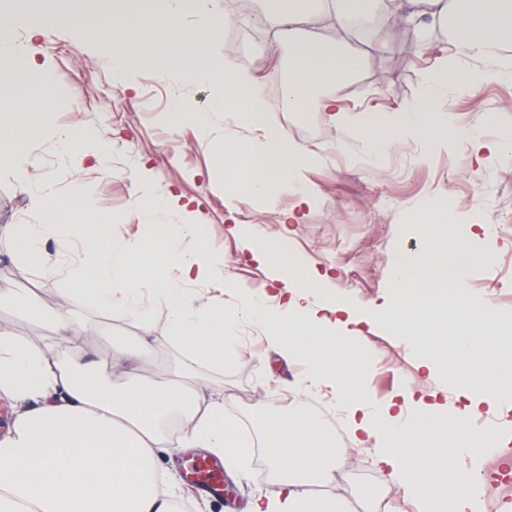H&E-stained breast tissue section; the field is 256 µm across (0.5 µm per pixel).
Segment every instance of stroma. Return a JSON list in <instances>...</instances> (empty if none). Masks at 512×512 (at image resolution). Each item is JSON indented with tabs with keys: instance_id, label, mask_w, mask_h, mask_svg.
<instances>
[{
	"instance_id": "obj_1",
	"label": "stroma",
	"mask_w": 512,
	"mask_h": 512,
	"mask_svg": "<svg viewBox=\"0 0 512 512\" xmlns=\"http://www.w3.org/2000/svg\"><path fill=\"white\" fill-rule=\"evenodd\" d=\"M117 0H101L96 17L83 14L77 0H15L18 25L13 39L31 40L36 62L53 80V98L27 96L26 112L11 132L25 149L28 164L18 169L0 163V289H17L21 297H34L47 309L57 307L56 290L62 274L45 276L11 257L13 239L23 225L45 223L37 197L45 184L67 193L74 181H82L95 208L104 216L94 226H80L71 233L48 235L42 247L61 264H69L90 243L123 238L140 239L136 202L143 184H150L156 198L175 196L185 205L190 222L198 224L210 252L222 255V275L191 284L198 305L237 310L242 298L238 289L225 287V279L246 286L255 296L264 295L275 272H283L306 285L310 269L330 270L332 291L346 296L361 319L363 342L370 351L366 371L348 370L349 378L362 382L383 400L400 386L432 390L453 388L459 371L448 370L428 378L418 369L411 346L393 333L387 321L377 318L373 306L392 288L391 270L405 253L416 254L406 265V278L435 288L450 287L453 269L444 250L447 241L468 237L474 224L486 233L471 243L469 281L472 290L499 310L512 314V160L497 157L484 163H458V144L434 140L423 145L399 141L387 154L368 155L357 134L337 132L319 112H273L271 126L313 153L305 160L312 194L309 205L300 207L295 197L284 196L278 207H268L238 187L227 194L222 176L212 165V154L225 138H245L253 131L234 113H221L223 92L207 83L186 82L160 67L139 70L136 85L124 89L113 84L112 56L106 41L77 37L81 26H108ZM412 29L402 25L389 30L375 43L356 38L345 40L349 55L360 63L358 73L338 94L350 113L395 112L413 101L420 88L417 73L448 53L446 29L434 31L428 44L408 42ZM269 32L258 26L225 27L220 43L231 53L235 71L248 74L264 89H272L271 67L287 69L283 58L267 55ZM111 100H104V90ZM184 99L191 114L175 112ZM449 119L479 129L493 139L512 132V82L480 88L462 87L441 106ZM216 112L210 132H202L193 115ZM97 126L111 138L112 150L104 168L92 166L82 154L62 155L58 143L44 133L45 127ZM448 196L457 222L449 236L439 237L436 248L423 241L414 222L426 201ZM297 208L300 220L282 221V213ZM244 224L281 240L282 256L274 264L260 265L248 258L241 238L231 234L233 225ZM69 318L88 338L87 346L64 350L63 356L83 361L93 352L105 378L117 386L127 378L114 361L117 350L137 346L145 356L137 365V377L149 382L174 369H197L208 380L206 398L224 401V415L239 421L254 407L266 405L286 414L298 406L315 410V395L323 393L335 411L326 421L335 433V419L343 418V406L335 384L319 390H301L304 367L269 347L263 327L248 316H239L236 338L223 369L192 366L181 349L165 343L170 324L164 308L154 307L134 323L109 315L107 310L76 301ZM346 448L332 482L307 483L302 492L310 497L338 496L349 512H416V504L402 490L389 486L385 473L376 468L372 453L352 448L349 439H337ZM224 495L215 496L182 482L177 498L179 512H249L256 497L277 491L273 469L225 470Z\"/></svg>"
}]
</instances>
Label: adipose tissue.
I'll use <instances>...</instances> for the list:
<instances>
[{"label":"adipose tissue","instance_id":"1","mask_svg":"<svg viewBox=\"0 0 512 512\" xmlns=\"http://www.w3.org/2000/svg\"><path fill=\"white\" fill-rule=\"evenodd\" d=\"M186 7L187 0H151L147 7L114 14L112 26L136 30L145 43L167 49L181 78L220 82L230 64L217 45L224 26L236 17L226 9L221 24L207 21L186 28L179 22ZM415 21L424 39L436 28L449 27L448 53L418 73L420 93L403 109L359 115L356 130L365 148L383 152L406 134L424 144L436 138L468 143L479 160L511 153L512 139L485 140L476 130L449 121L438 105L479 72L491 83L512 81V0H263L254 18L273 32L270 50L288 54L282 86L288 110L317 109L339 129L345 126L346 110L332 90L354 77L357 68L345 64L342 55L323 52L325 30L376 42L395 23ZM14 25V10L0 0V73L8 77L6 90L49 93L50 74L37 64L33 51L17 53L7 40ZM287 31L296 39L285 44L280 35ZM230 85L224 93L225 111L236 113L256 134L225 139L214 155L215 169L227 185H245L251 197L266 205H278L286 194L307 202L304 168L296 162L307 155V148L269 126L256 82L238 75L231 76ZM40 205L46 223L18 234L14 255L53 274L57 263L42 254L41 239L71 223L90 225L97 212L79 182L65 196L44 187ZM169 207V202L145 198L139 206L145 227L140 244L112 239L88 248L63 272L59 302L66 306L79 299L136 320L146 312L143 293H150L153 303L168 311L169 343L180 346L192 362L220 367L235 316L220 308L200 310L186 285L213 276L224 261L206 251L184 259L181 239L198 236L199 229L189 223L159 227L158 215ZM457 252V245H449V255L456 258ZM453 268L454 284L447 290L395 274L380 312L395 333L410 336L419 347V367L425 374L443 370L445 348L454 364L484 363V378L457 383L454 411L446 412L440 387L423 392L404 386L383 401L360 384L337 389L352 444L372 451L390 483L415 498L422 512H470L485 492L473 466L484 453L482 443L436 439L435 421L446 415L462 423L486 409L512 411V373H503L485 357L487 348L512 346V338L504 334V324L512 318L471 294L466 263L456 258ZM330 278L327 272L312 273V282L319 286L315 292L288 280L271 298L248 295L240 307L263 325L271 345L305 365L316 384L330 380L337 361L363 368L370 359L361 342L335 333L357 319L348 300L325 290ZM48 321L60 343H26L0 326V392L16 407L11 431L0 435V512H174L175 481L158 465L161 449L170 445L165 425L173 418L180 422V447L207 449L222 454L229 468L247 469L250 448L236 425L225 419L223 400L200 403L204 382L197 374L180 371L144 384L112 386L93 367L61 359V345L73 341L71 324L61 313ZM488 387L494 396L485 395ZM252 420L272 469L280 475L275 499H256L253 512H346L338 498H309L301 491L306 482L332 480L344 455L320 416L299 410L284 417L260 405ZM411 434L418 440L410 456L401 441ZM434 472L442 476V486L433 485Z\"/></svg>","mask_w":512,"mask_h":512}]
</instances>
